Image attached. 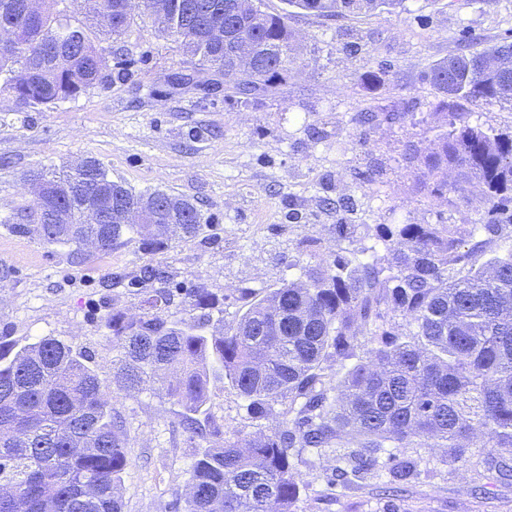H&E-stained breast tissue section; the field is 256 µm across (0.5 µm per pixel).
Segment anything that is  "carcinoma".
I'll return each mask as SVG.
<instances>
[{"mask_svg":"<svg viewBox=\"0 0 512 512\" xmlns=\"http://www.w3.org/2000/svg\"><path fill=\"white\" fill-rule=\"evenodd\" d=\"M29 0H0V25L15 28V49L0 53V95L27 106L54 105L93 86L105 52L90 37L97 27L120 37L130 16L125 0H71L82 18L49 7L32 12ZM402 0H287L314 15H367ZM247 23L239 0H147L143 15L158 31L219 72L234 65L216 26L244 30L256 54L252 71L229 90L245 99L277 92L295 63L297 48L288 14L269 13L251 0ZM512 52L502 41L483 51H461L436 64L426 80L448 101L512 104V67L491 59ZM433 148L419 157L430 193H454L486 207L484 224H388L379 241L393 251L385 267L376 248L364 257L336 255L305 270L303 278L277 288L242 292L246 310L226 322L224 299L198 288L187 294L190 318L165 315L171 293L142 290L141 311L114 310L106 329L115 351L116 377L128 393L159 384L182 407L180 425L190 436L220 433L208 411L211 385L227 381L257 419L288 404L268 434L214 444L191 466L183 512H294L300 485L291 458L297 448H405L433 439L453 462H468L470 446L487 449L478 464L487 473L507 472L512 457V246L474 266L473 257L500 241L512 223V135L449 123ZM44 186L29 223L48 244L71 247V261L86 259L83 241L97 238L102 251L127 235L161 251L173 238L198 237L208 227L198 207L156 189L136 192L108 177L95 158L71 174L42 172ZM109 198L125 206L154 207L159 234L149 224H125L112 209L108 224H86L88 205ZM469 248H464V245ZM468 274L461 278L462 270ZM167 271L145 266L138 282H162ZM221 317L214 318V313ZM405 319L397 334L385 315ZM372 344L365 361L327 383L323 364L354 356L358 337ZM352 472L366 474L377 460L349 456ZM129 464L108 393L88 356L54 337L34 342L0 336V512H123L121 475ZM388 494L419 474L407 459L389 470Z\"/></svg>","mask_w":512,"mask_h":512,"instance_id":"obj_1","label":"carcinoma"}]
</instances>
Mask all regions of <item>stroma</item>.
Masks as SVG:
<instances>
[{
    "label": "stroma",
    "instance_id": "35a3bbf8",
    "mask_svg": "<svg viewBox=\"0 0 512 512\" xmlns=\"http://www.w3.org/2000/svg\"><path fill=\"white\" fill-rule=\"evenodd\" d=\"M262 8L287 13L303 46L277 94L246 100L220 75L206 90L172 87L175 76L196 73L199 61L139 16L117 40L98 34L114 52L102 80L76 97L41 108L0 96V336H53L92 357L129 458L124 512H174L206 446L183 431L181 408L164 392L127 395L113 380L105 319L115 310L138 313L142 266L168 270L169 319L188 318L185 291L205 288L224 296L229 322L245 309L241 289H273L300 278L305 265L371 247L380 225L487 219L479 199L431 195L414 153L435 135L439 99L426 73L474 38L512 41V0H403L394 9L336 18L286 0H263ZM377 70L385 82L372 92L362 77ZM370 106L400 118L362 125L359 114ZM453 109L469 124L512 135V105L460 100ZM86 156L135 191L161 189L194 202L209 221L206 233L157 253L130 235L75 264L69 247L4 225L7 217L27 223L30 174L66 170ZM326 197L345 199V208L326 209ZM209 412L231 441L281 422L276 414L252 418L222 382L213 386ZM347 454L296 453L297 512H512V478L479 477L450 462L433 440L381 450L377 470L351 485L336 476ZM407 457L422 458L421 473L403 500L389 502L379 488L393 461Z\"/></svg>",
    "mask_w": 512,
    "mask_h": 512
}]
</instances>
